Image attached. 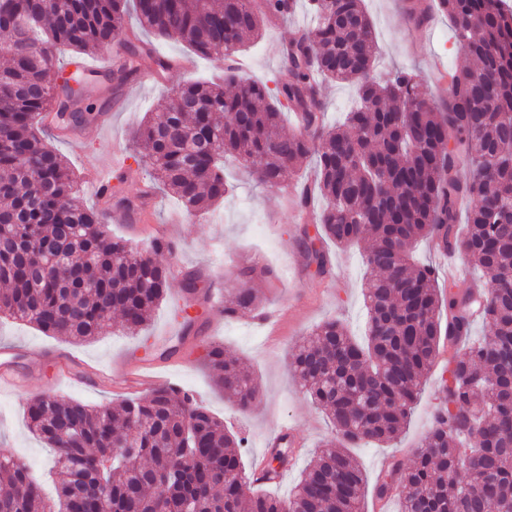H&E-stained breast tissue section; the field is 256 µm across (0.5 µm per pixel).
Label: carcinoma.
<instances>
[{
    "label": "carcinoma",
    "mask_w": 512,
    "mask_h": 512,
    "mask_svg": "<svg viewBox=\"0 0 512 512\" xmlns=\"http://www.w3.org/2000/svg\"><path fill=\"white\" fill-rule=\"evenodd\" d=\"M308 4L315 24L286 45L271 90L228 61L261 37L264 24L288 18L296 0H0V32L10 47L0 70V317L86 341L114 313L122 329H144L169 293L170 267L159 257L175 255L176 244L154 239L142 249L112 236L106 209L75 203L74 171L40 136L41 115L64 105L46 81L55 64L49 47L84 53L124 35L122 61L104 74L117 90L136 77L144 55L155 58L157 75L172 69L152 43L125 33L131 9L156 37L226 61L222 81L186 82L150 112L132 133L134 162L197 217L232 191L226 160L276 187L288 167L314 158L311 188L294 199L299 209L323 202L314 229L297 227L306 265L324 276L327 243H363L368 273L366 341L328 320L290 357L332 432L288 498L257 487L240 493L238 479L249 474L245 439L192 395L159 386L115 407L30 397L28 427L54 450L57 499L43 497L24 462L0 454V512H101L104 501L111 512H156L162 503L171 512H361L366 478L348 448L400 436L445 346L459 351L441 378L440 406L412 466L395 460L379 474L375 497L390 498L397 484L401 512H512V7L434 0L416 16L420 24L448 17L476 62L453 73L437 101L416 73L374 79L377 42L364 0ZM98 77L76 65L81 91L69 99L70 123L96 119L80 102ZM319 77L356 87L357 106L339 125L325 121ZM285 110L301 113L302 126L288 129ZM116 181L109 201L138 209L123 177ZM464 200L467 219L459 225ZM421 238L464 255L484 284L438 285L435 270L412 256ZM58 257L78 280L34 275ZM236 278L241 286L224 307L226 319L256 312L260 299L248 283L273 272L251 264ZM477 320L491 330L479 341L471 336ZM205 363L225 400L242 410L259 401L254 377L224 345L212 343ZM133 416L143 432L129 448Z\"/></svg>",
    "instance_id": "1"
}]
</instances>
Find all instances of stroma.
<instances>
[{
    "label": "stroma",
    "instance_id": "stroma-1",
    "mask_svg": "<svg viewBox=\"0 0 512 512\" xmlns=\"http://www.w3.org/2000/svg\"><path fill=\"white\" fill-rule=\"evenodd\" d=\"M410 0H365L371 17L379 57L376 78H384L396 68L420 74L426 84H433L431 62L441 58L446 68L455 70L467 59L454 41L452 27L446 17H436L429 25L418 27L411 21L407 6ZM312 15L305 4H298L288 22L267 26L261 37L247 45L242 53L247 65L244 77L273 85L282 70L280 48L311 25ZM160 54L178 60L179 65L163 79L153 75L151 58L139 64L140 85L133 96L96 90L87 101L99 115L95 121L76 128H63L51 123L46 142L58 150L74 168L78 177L86 175V160L94 158L103 165L126 159L132 130L147 112L162 108L167 94L185 82L198 78H218L223 62L192 58L185 45L175 40L158 44ZM192 60V69H183L185 60ZM313 172L312 163L301 169L288 170L279 187L259 185L238 162H227L225 174L234 186L232 196L216 213L207 217L185 218L178 202L162 187H155L148 219L152 226L167 229L177 244V257L169 296L155 309L146 329L136 335L115 326L105 327L99 336L78 342L66 336H49L36 328L0 318V344L8 342L20 347L44 350V358L31 362L17 357L14 374L18 389L0 386V453L25 461L34 475L46 470L50 450L29 430L24 413L27 398L50 393L91 405L116 403L123 392L111 384L96 381L84 374L86 364L113 366L124 358L159 356L163 335L173 322L172 308L182 292L186 272L200 273L207 282L223 291L224 301H232L239 286L236 270L257 262L272 266L277 274L272 282L255 281L264 308L284 306L288 315L276 328L253 323L250 317L213 318L210 331L214 340L223 343L228 355L239 358L252 371L260 386V400L250 410L242 411L225 401L211 379L204 359L171 368L164 373L168 385L192 393L199 402L223 418L225 425L243 432L248 438L246 467H253L264 450L266 435L276 426L295 427L299 441L298 462L306 464L311 449L329 435L326 416L307 399L289 367L292 351L311 330L328 319L342 321L351 336L365 338L363 283L366 270L362 260L363 246L330 247V271L318 277L305 268L299 245L297 227L302 225L294 210L284 200L287 185L305 180ZM72 353L76 362L74 375L59 378L52 356L53 350ZM453 350H441L429 374L426 387L403 435L388 445H362L354 454L368 482H375L390 455L410 463L412 450L423 439L429 425L434 396L441 374L453 357Z\"/></svg>",
    "mask_w": 512,
    "mask_h": 512
}]
</instances>
